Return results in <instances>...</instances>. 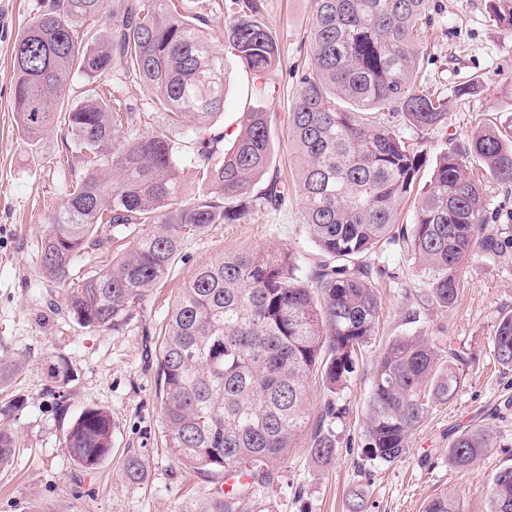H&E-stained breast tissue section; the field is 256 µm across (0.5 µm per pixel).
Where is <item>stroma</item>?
<instances>
[{
	"label": "stroma",
	"mask_w": 512,
	"mask_h": 512,
	"mask_svg": "<svg viewBox=\"0 0 512 512\" xmlns=\"http://www.w3.org/2000/svg\"><path fill=\"white\" fill-rule=\"evenodd\" d=\"M49 0H0V352L22 355L25 366L0 382V401L24 402L15 425L19 449L0 472V512H180L192 498L223 486L222 473H203L180 463L162 441L157 392L158 329L195 271L224 251L255 249L297 252L306 268L322 259L301 222V204L290 197L275 212H259L246 223L227 224L185 242L181 259L160 294L140 307L117 331L80 327L48 306L60 287L43 278L39 252L52 213L71 179L58 161L69 134L57 125L38 144H29L13 112V46ZM263 21L280 41L281 66L268 101L275 135L270 175L292 180L294 163L282 132L295 96L294 73L304 66L312 23V0H262ZM434 21L422 33L429 50L421 65L427 87L448 100V124L425 132L407 131L410 143L436 154L449 138L512 124V29L496 25L487 0H433ZM478 80L468 98L454 85ZM112 92L153 127L163 121L149 107L142 83L115 71ZM494 211L483 235L501 245L498 256L477 255L467 263L459 296L448 310L428 301L432 274L399 245L383 244L375 258L386 275L377 281L381 301L377 333L338 397L348 412L334 425L336 458L317 463L308 448L291 449L274 488L279 512H346L351 490L365 493L366 512H422L440 492L457 497L461 512H488L493 475L512 465V369L498 364L491 337L498 320L512 312V183L484 179ZM426 334L450 338L469 363L453 398L433 407L412 432L405 453L380 464L362 452V421L371 392L373 362L393 337ZM67 362L74 379L67 405L49 395L54 364ZM88 407L112 415V454L91 472L77 468L62 448L70 424ZM488 424L494 448L465 470L448 464L449 443L466 428ZM138 449L145 476L131 484L122 477V458Z\"/></svg>",
	"instance_id": "35a3bbf8"
}]
</instances>
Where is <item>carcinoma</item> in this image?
Returning a JSON list of instances; mask_svg holds the SVG:
<instances>
[{"label":"carcinoma","instance_id":"carcinoma-1","mask_svg":"<svg viewBox=\"0 0 512 512\" xmlns=\"http://www.w3.org/2000/svg\"><path fill=\"white\" fill-rule=\"evenodd\" d=\"M490 16L512 29V0H488ZM432 0H313L306 65L298 71L287 129L296 147L293 182L264 180L272 162L269 115L248 107L231 134L216 127L224 109L227 60L251 77L250 97H269L281 64L277 36L261 21L262 0H232L224 17V49L208 29L213 3L191 17L177 0H51L15 42L13 106L17 125L35 144L59 120L70 134L65 154L82 164L58 202L43 239V276L63 288L57 310L79 326L120 329L133 308L170 277L184 243L256 212L275 210L294 194L301 224L327 257L303 269L292 250L226 251L199 268L177 295L161 325L156 383L167 448L202 472L224 471L228 491L193 500L181 512H277L272 495L288 452L307 439L321 464L336 456L333 423L342 416L336 395L354 372L361 348L376 335L380 302L369 262L381 243H402L433 273L430 301L442 310L458 296L466 262L495 256L498 241L482 236L493 219L474 177L479 166L512 183V126L479 130L454 141L434 159L429 181L414 201L410 226L397 224L426 153L407 143L406 130L448 123L446 99L422 82L427 54L420 32L432 23ZM105 19L93 30L89 20ZM139 79L168 126L191 123V146L162 131L136 132L134 116L114 106L112 92L92 89L58 111L74 71L93 84L114 69ZM206 185L183 200V167ZM112 238L127 240L119 258L76 280L75 260ZM494 355L512 369V314L498 321ZM466 356L422 335L391 339L379 352L363 423V453L392 463L437 404L450 401ZM326 393L315 423L308 392ZM22 403L0 404V469L17 452L15 422ZM495 436L467 428L448 445V464L468 468ZM83 471L112 452V415L87 407L62 441ZM146 470L138 450L122 471L138 483ZM489 512H512V467L499 470ZM445 492L422 512H459Z\"/></svg>","mask_w":512,"mask_h":512}]
</instances>
